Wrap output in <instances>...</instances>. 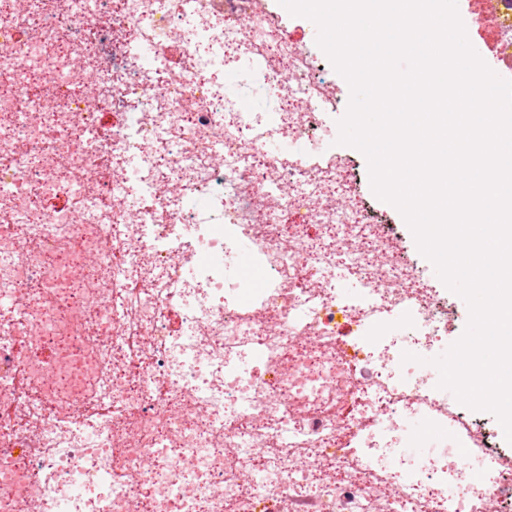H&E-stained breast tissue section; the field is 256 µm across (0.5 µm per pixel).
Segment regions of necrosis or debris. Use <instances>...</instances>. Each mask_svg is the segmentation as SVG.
I'll return each instance as SVG.
<instances>
[{"instance_id": "necrosis-or-debris-1", "label": "necrosis or debris", "mask_w": 512, "mask_h": 512, "mask_svg": "<svg viewBox=\"0 0 512 512\" xmlns=\"http://www.w3.org/2000/svg\"><path fill=\"white\" fill-rule=\"evenodd\" d=\"M460 20L512 63V0ZM337 104L268 0H0V512H512V448L403 369L440 291L346 155L267 150ZM409 412L454 452L388 468ZM231 78L235 81V98L247 111L263 114L279 110L281 98L277 90L249 76L237 75L236 70L232 69L224 73V89Z\"/></svg>"}]
</instances>
